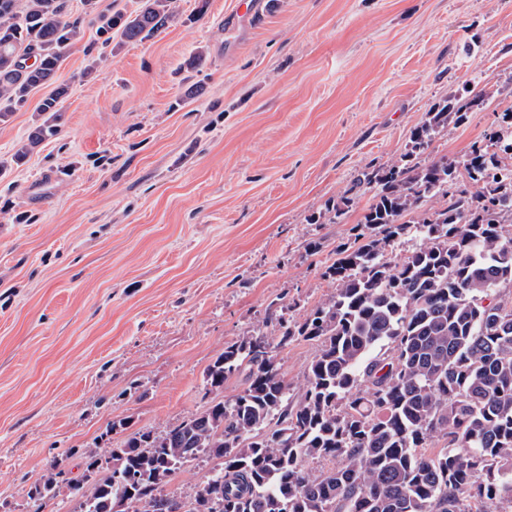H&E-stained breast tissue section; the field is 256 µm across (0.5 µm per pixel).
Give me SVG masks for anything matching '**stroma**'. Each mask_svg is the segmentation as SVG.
I'll return each mask as SVG.
<instances>
[{
	"instance_id": "1",
	"label": "stroma",
	"mask_w": 512,
	"mask_h": 512,
	"mask_svg": "<svg viewBox=\"0 0 512 512\" xmlns=\"http://www.w3.org/2000/svg\"><path fill=\"white\" fill-rule=\"evenodd\" d=\"M238 3L173 0L174 22L111 55L68 0L84 37L56 74L61 131L0 174V512H34L54 459L80 478L111 423L161 433L202 409L204 370L270 302L327 298L373 192L343 223L308 216L399 162L434 105L489 96L432 159L512 109V0H254L245 26ZM50 92L0 124V159Z\"/></svg>"
}]
</instances>
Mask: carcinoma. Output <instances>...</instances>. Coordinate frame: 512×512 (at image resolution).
<instances>
[{
	"instance_id": "obj_1",
	"label": "carcinoma",
	"mask_w": 512,
	"mask_h": 512,
	"mask_svg": "<svg viewBox=\"0 0 512 512\" xmlns=\"http://www.w3.org/2000/svg\"><path fill=\"white\" fill-rule=\"evenodd\" d=\"M172 0H140L97 16L106 48L149 38ZM67 0H0V123L53 81L80 40ZM64 86L12 154L23 164L61 131ZM469 92L426 113L401 163L365 171L310 224H339L350 194L372 202L323 277L334 292L293 318L269 304L263 330L224 344L205 394L247 372L232 398H214L168 431L138 429L90 452L82 481L56 459L34 486L43 512L66 485L78 512H491L512 504V110L462 161L419 162L434 135L486 107ZM434 197L438 209H421ZM407 238L420 244L402 252ZM312 341L303 383L284 378L277 350ZM441 444L432 454L431 444ZM217 469L182 501L167 487L201 457ZM334 465L314 472L310 463ZM90 491H84V485Z\"/></svg>"
}]
</instances>
